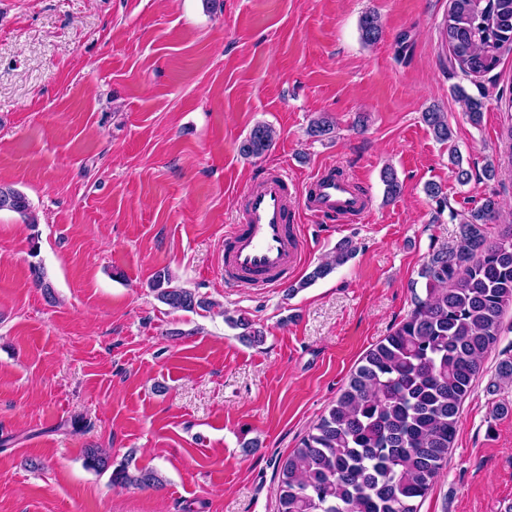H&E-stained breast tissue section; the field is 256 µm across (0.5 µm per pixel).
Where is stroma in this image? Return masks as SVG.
<instances>
[{
	"label": "stroma",
	"instance_id": "obj_1",
	"mask_svg": "<svg viewBox=\"0 0 512 512\" xmlns=\"http://www.w3.org/2000/svg\"><path fill=\"white\" fill-rule=\"evenodd\" d=\"M449 0H0V512H277V463L334 403L364 354L414 307L450 211L497 195L512 224V52L480 78L453 68ZM382 27L371 45L359 23ZM484 101L473 125L454 86ZM447 114L451 141L422 115ZM327 115L333 131L307 133ZM277 132L261 157L240 147ZM470 168L459 184L451 151ZM500 165L495 179L487 163ZM368 195L363 219L300 213L288 283L224 284V228L264 170L297 192L323 166ZM401 184L392 201L380 173ZM441 185L444 202L429 197ZM351 239L355 256L289 294ZM43 266L38 288L32 265ZM169 268L215 309L174 312L149 288ZM262 342H243L226 316ZM512 327L460 408L448 463L418 512H512ZM89 448L157 469L115 488ZM274 138V130L270 126L258 124L241 146L242 152L249 156H260L272 147ZM30 203L27 197L20 191L0 185V210L18 213L30 218Z\"/></svg>",
	"mask_w": 512,
	"mask_h": 512
}]
</instances>
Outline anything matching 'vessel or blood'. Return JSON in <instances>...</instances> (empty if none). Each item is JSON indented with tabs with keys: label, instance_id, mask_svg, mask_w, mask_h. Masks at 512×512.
<instances>
[{
	"label": "vessel or blood",
	"instance_id": "b4317fda",
	"mask_svg": "<svg viewBox=\"0 0 512 512\" xmlns=\"http://www.w3.org/2000/svg\"><path fill=\"white\" fill-rule=\"evenodd\" d=\"M286 172L267 173L250 184L239 223L224 231V282L266 288L288 278L304 251L300 212L342 219L365 214L368 199L349 177L319 170L305 193L292 194Z\"/></svg>",
	"mask_w": 512,
	"mask_h": 512
}]
</instances>
